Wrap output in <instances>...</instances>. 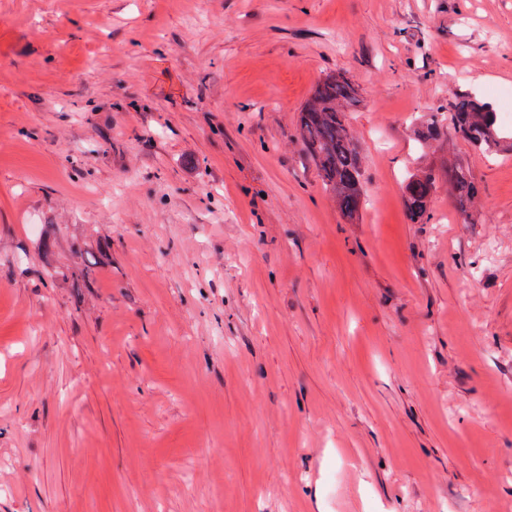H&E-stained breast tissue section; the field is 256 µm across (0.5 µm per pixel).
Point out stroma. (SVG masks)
Here are the masks:
<instances>
[{"label":"stroma","mask_w":512,"mask_h":512,"mask_svg":"<svg viewBox=\"0 0 512 512\" xmlns=\"http://www.w3.org/2000/svg\"><path fill=\"white\" fill-rule=\"evenodd\" d=\"M333 71L358 224L293 137ZM462 95L512 106V0H0V512H512V153L401 202ZM444 185L463 214L479 199L480 187L470 168L458 160L448 161V154H444L439 161L432 159L404 178L402 200L409 223H430L435 199ZM82 237V235H72L67 243L68 262L55 267L53 276L55 278L66 277L72 281L73 286L76 285V288H79L80 285L84 288H92V280L85 260V254L88 253L81 248L80 243Z\"/></svg>","instance_id":"35a3bbf8"}]
</instances>
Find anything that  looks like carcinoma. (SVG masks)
Returning a JSON list of instances; mask_svg holds the SVG:
<instances>
[{
    "label": "carcinoma",
    "mask_w": 512,
    "mask_h": 512,
    "mask_svg": "<svg viewBox=\"0 0 512 512\" xmlns=\"http://www.w3.org/2000/svg\"><path fill=\"white\" fill-rule=\"evenodd\" d=\"M359 103L355 83L344 73H330L315 85L295 123V137L346 224L361 223L365 201L364 155L347 119ZM448 127L481 153L512 152V133L503 131L497 112L485 102L461 97L452 111L430 112L418 122L414 136L422 154L436 151ZM444 185L463 214L479 199L480 187L470 168L458 160H448L445 154L404 178L402 200L409 223H430L435 199ZM68 253V262L55 267L53 276L64 277L74 286L92 287L80 236L74 235L68 241Z\"/></svg>",
    "instance_id": "carcinoma-1"
}]
</instances>
